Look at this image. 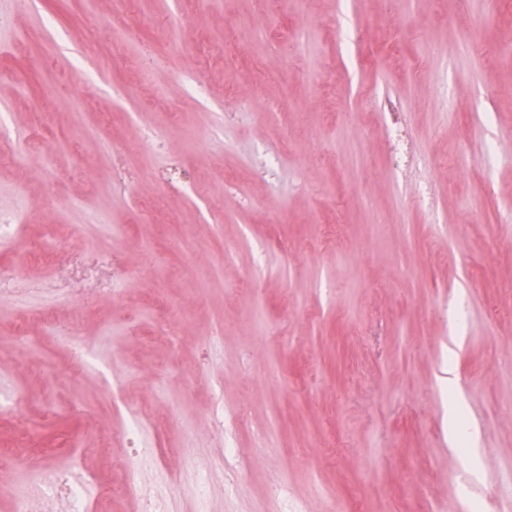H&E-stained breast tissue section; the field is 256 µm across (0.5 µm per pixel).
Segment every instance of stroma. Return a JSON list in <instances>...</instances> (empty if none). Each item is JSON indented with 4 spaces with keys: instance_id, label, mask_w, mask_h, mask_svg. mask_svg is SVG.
<instances>
[{
    "instance_id": "1",
    "label": "stroma",
    "mask_w": 512,
    "mask_h": 512,
    "mask_svg": "<svg viewBox=\"0 0 512 512\" xmlns=\"http://www.w3.org/2000/svg\"><path fill=\"white\" fill-rule=\"evenodd\" d=\"M1 212L0 466L140 512L99 495L134 416L170 512H512V0H0ZM479 433L477 429L464 422L456 403L448 404V441L451 445H467L475 451L478 448Z\"/></svg>"
}]
</instances>
